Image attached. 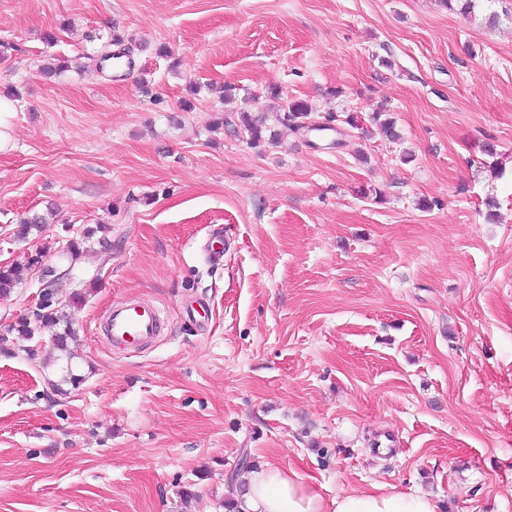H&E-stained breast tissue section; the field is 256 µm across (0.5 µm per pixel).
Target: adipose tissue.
I'll list each match as a JSON object with an SVG mask.
<instances>
[{
    "instance_id": "obj_1",
    "label": "adipose tissue",
    "mask_w": 512,
    "mask_h": 512,
    "mask_svg": "<svg viewBox=\"0 0 512 512\" xmlns=\"http://www.w3.org/2000/svg\"><path fill=\"white\" fill-rule=\"evenodd\" d=\"M234 498L240 512H437L436 501L426 494L375 487L323 499L295 469L265 461L249 466Z\"/></svg>"
}]
</instances>
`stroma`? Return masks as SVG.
Segmentation results:
<instances>
[{
    "mask_svg": "<svg viewBox=\"0 0 512 512\" xmlns=\"http://www.w3.org/2000/svg\"><path fill=\"white\" fill-rule=\"evenodd\" d=\"M474 4L0 0V267L55 270L0 297V512H226L244 455L327 499L512 512V0ZM115 27L122 77L94 61ZM50 55L87 68L45 78ZM210 83L360 122L253 147ZM46 288L83 295L47 368L11 332ZM127 298L162 309L135 352L102 340Z\"/></svg>",
    "mask_w": 512,
    "mask_h": 512,
    "instance_id": "35a3bbf8",
    "label": "stroma"
}]
</instances>
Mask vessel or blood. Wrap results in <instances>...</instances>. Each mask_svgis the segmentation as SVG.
I'll use <instances>...</instances> for the list:
<instances>
[{
	"mask_svg": "<svg viewBox=\"0 0 512 512\" xmlns=\"http://www.w3.org/2000/svg\"><path fill=\"white\" fill-rule=\"evenodd\" d=\"M160 309L154 304L126 301L112 307L106 319V338L127 349L153 343L160 332Z\"/></svg>",
	"mask_w": 512,
	"mask_h": 512,
	"instance_id": "obj_1",
	"label": "vessel or blood"
}]
</instances>
